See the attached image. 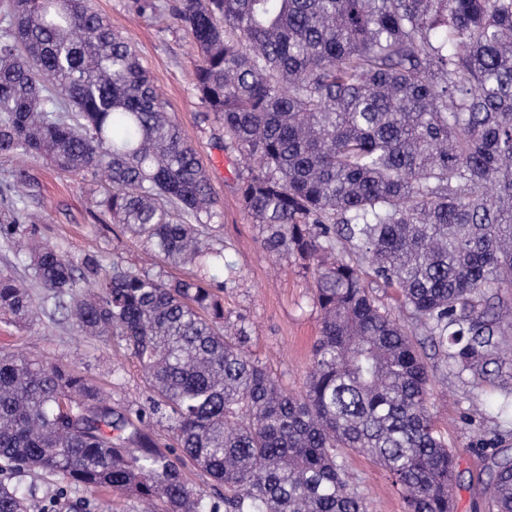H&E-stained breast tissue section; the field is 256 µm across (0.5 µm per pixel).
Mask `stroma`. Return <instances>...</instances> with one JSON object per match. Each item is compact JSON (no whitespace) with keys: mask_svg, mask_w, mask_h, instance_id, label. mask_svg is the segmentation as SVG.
I'll use <instances>...</instances> for the list:
<instances>
[{"mask_svg":"<svg viewBox=\"0 0 512 512\" xmlns=\"http://www.w3.org/2000/svg\"><path fill=\"white\" fill-rule=\"evenodd\" d=\"M93 4L113 31L137 50L183 137L196 149L220 201L218 222L225 265L211 268L208 276L224 284L225 320L247 326V349L284 389L302 391L312 347L321 331L311 278L298 260L274 262L243 210L236 190V173L243 165L237 154L220 149L217 137L222 128L191 88L188 35L176 24L165 25L137 15L133 0H93ZM21 169L39 184L40 195L33 205L43 215L39 238L79 258L95 255L108 265L118 257L125 265L144 267L140 242L95 209L92 198L103 187L100 180L88 174H64L33 158L22 162L0 156V191L12 184L14 173ZM230 267L237 273L236 280L227 278ZM0 351L33 353L71 367L101 386L113 408L120 411L136 408L148 396L143 375L135 360L125 355L119 338L85 336L61 312L24 327L0 320ZM431 392L429 411L434 428L458 456L455 512H488L484 487L489 456L497 445L512 447V425L497 415L502 402L497 383L491 380L475 388L445 367L433 371ZM145 432L153 445L176 462L188 483L203 493L205 505L216 502L213 480L181 453L166 424L151 422ZM347 467L352 480L360 482L366 494L369 512H407L402 496L380 465L353 453ZM85 499L90 502L88 512L144 509L134 498L73 487L57 500L55 512H75V503Z\"/></svg>","mask_w":512,"mask_h":512,"instance_id":"obj_1","label":"stroma"}]
</instances>
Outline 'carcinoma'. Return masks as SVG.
Masks as SVG:
<instances>
[{
    "label": "carcinoma",
    "instance_id": "carcinoma-1",
    "mask_svg": "<svg viewBox=\"0 0 512 512\" xmlns=\"http://www.w3.org/2000/svg\"><path fill=\"white\" fill-rule=\"evenodd\" d=\"M0 155L108 184L96 207L166 264L224 265L219 202L136 50L92 0H3ZM193 91L224 127L263 248L313 273L322 328L304 390L284 391L229 333L199 274L78 259L36 241L21 172L0 240L83 333L117 336L147 404L116 411L75 370L0 355V512H51L13 479L32 470L156 512L205 510L141 426L168 424L224 488V512H368L347 454L383 467L408 512H450L455 454L428 414L430 342L457 377L499 379L512 418V0H175ZM401 294L381 311L361 265ZM0 269V315L39 318ZM490 512H512V454L491 455Z\"/></svg>",
    "mask_w": 512,
    "mask_h": 512
}]
</instances>
